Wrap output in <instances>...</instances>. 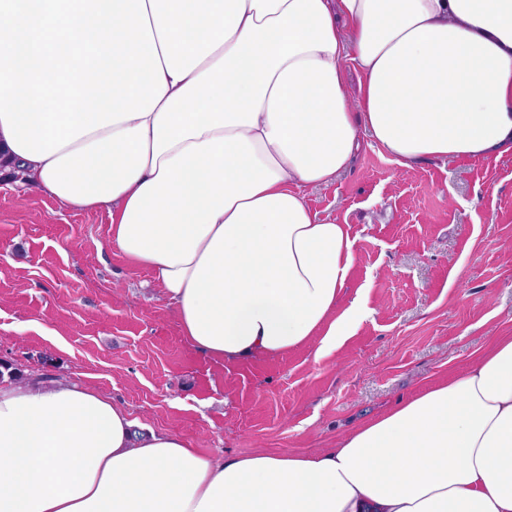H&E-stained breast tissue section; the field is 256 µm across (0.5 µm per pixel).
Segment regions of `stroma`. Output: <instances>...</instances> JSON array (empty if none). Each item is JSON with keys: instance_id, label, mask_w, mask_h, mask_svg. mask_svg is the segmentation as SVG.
Returning <instances> with one entry per match:
<instances>
[{"instance_id": "obj_1", "label": "stroma", "mask_w": 512, "mask_h": 512, "mask_svg": "<svg viewBox=\"0 0 512 512\" xmlns=\"http://www.w3.org/2000/svg\"><path fill=\"white\" fill-rule=\"evenodd\" d=\"M305 196L351 228L342 304L364 317L336 350L229 363L199 352L151 274L109 246L106 212L0 175V363L96 389L221 458L335 447L512 329V154L404 168L365 145Z\"/></svg>"}]
</instances>
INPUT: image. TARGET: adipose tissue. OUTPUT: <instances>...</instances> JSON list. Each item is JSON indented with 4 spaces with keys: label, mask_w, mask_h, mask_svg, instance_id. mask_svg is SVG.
<instances>
[{
    "label": "adipose tissue",
    "mask_w": 512,
    "mask_h": 512,
    "mask_svg": "<svg viewBox=\"0 0 512 512\" xmlns=\"http://www.w3.org/2000/svg\"><path fill=\"white\" fill-rule=\"evenodd\" d=\"M145 2L155 109L38 161L0 131V170L106 211L208 356L332 349L357 324L336 311L350 229L303 191L360 134L409 168L512 153V0ZM0 512H512V331L312 453L216 459L98 391L0 381Z\"/></svg>",
    "instance_id": "ef3b65f1"
}]
</instances>
